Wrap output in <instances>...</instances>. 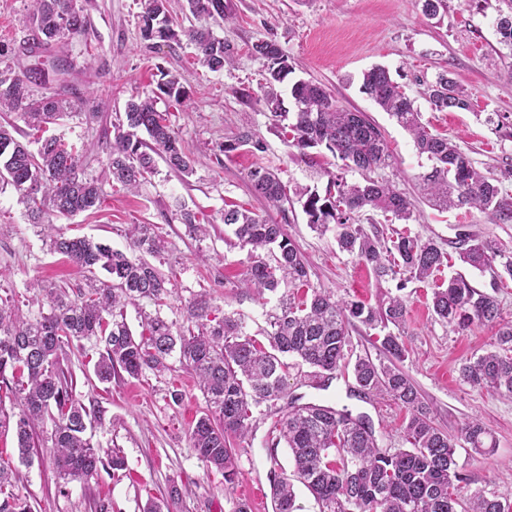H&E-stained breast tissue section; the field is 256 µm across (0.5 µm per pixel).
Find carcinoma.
<instances>
[{"mask_svg":"<svg viewBox=\"0 0 512 512\" xmlns=\"http://www.w3.org/2000/svg\"><path fill=\"white\" fill-rule=\"evenodd\" d=\"M196 19L229 21L224 0H185ZM505 9L495 20L499 44L512 57V0H501ZM29 21L37 37L27 50L52 53L66 38L87 24L78 0H29ZM145 41L181 43L195 48L196 63L212 72L233 60V51L210 27L175 28L167 0H148L139 16ZM263 60L267 77L264 101L275 122L292 119L291 146L301 155L323 148L341 161L339 172L329 174L325 195L302 188L298 200L312 228L333 230L338 248L371 266L377 278L408 275L426 282L448 264V253L432 238L400 235L387 242L369 235L353 223L363 210L390 213L409 222L415 215L411 197L382 175L394 165L379 127L361 112L337 105L320 85L298 80L290 89L295 112L282 111L280 84L292 73L288 56L273 40L253 46ZM66 72V61L52 58L49 67H35L23 76L0 70V112L17 115L25 125L41 132L48 124L75 116L70 102L55 97L33 98L29 85H41ZM157 90L130 97L124 119L115 125L107 171L111 181L132 191L157 170L161 158L175 175L187 179L194 173L183 139L171 124L169 113L158 110L166 96L181 102L186 79L179 73L159 70ZM362 93L368 95L413 138L419 155L429 162L418 176L421 194L441 210L475 208L495 224H512V195L498 178L479 171L472 159L446 136L433 133L421 121L420 112L384 66L363 73ZM425 96L437 111L469 109L467 95L448 75H438L426 86ZM21 130L13 122L0 123V187L12 188L24 204L28 220L43 224L50 216L69 217L99 207V180L86 172L83 155L61 135L38 137L37 150L17 138ZM246 150L265 152L262 137L250 130L222 143L224 154ZM346 171H358L361 182H349ZM253 194L280 207L288 201L286 186L267 168L250 174ZM222 221L231 227L242 247L248 248L243 285L257 295L282 293L268 314L264 346L245 331L241 317L227 313L217 319L207 295L200 294L184 308L183 324L161 316V307L172 296L164 275L145 256L166 248V240L154 224H133L128 230V250L113 249L86 237L58 234L50 238V251L74 266L82 281L73 288H57L31 282L37 288L27 298L36 312L19 314L17 293L6 288L0 295V390H6L18 407L15 421L18 457L30 462L33 430L45 419L53 423L50 457L59 478L83 481L102 469L121 470L124 459L85 436L88 427L103 424L102 411L73 396V377L62 366L64 348L94 341L100 347L95 376L108 382L123 371L136 378L149 370H172L176 358L193 372L206 403L207 413L191 428L192 448L205 465L224 475V489L236 476L237 449L230 440L250 443V405L283 398L289 369L310 368L309 376L321 387L352 368L355 397L380 394L407 412L404 432L407 448L394 452L379 446L369 417L352 415L319 403L289 402L288 413L271 430L275 444L285 443L293 461L292 474H273L274 512H296L294 482L303 484L320 506V512H512V501L492 490L479 489L468 497L457 493L464 481L455 459L457 440L434 424L431 408L422 400L409 375L397 365L405 356L402 329L407 304L401 296L372 307L362 301L336 298L330 289L314 288L307 262L286 232L285 225L271 223L259 214L233 204ZM460 260L479 271L494 272L491 287H504L512 279V257L489 242L461 239ZM502 272L495 271L496 262ZM139 309L148 335L135 338L123 317L126 305ZM154 307L149 312L146 307ZM432 312L457 330L482 325L494 336V349L465 360L461 379L500 398L512 399V320L502 317L496 296L480 291L461 275L443 281L431 297ZM361 323L370 328L393 325L397 332L384 336L382 345L392 357L389 364L369 358L351 360L349 327ZM294 362H288V359ZM460 439L482 454L496 447L484 424L473 419L460 430ZM20 472L0 461V512H31L27 499L14 492ZM180 492L174 488L162 503L146 512H177Z\"/></svg>","mask_w":512,"mask_h":512,"instance_id":"1","label":"carcinoma"}]
</instances>
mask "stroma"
I'll list each match as a JSON object with an SVG mask.
<instances>
[{
    "label": "stroma",
    "instance_id": "obj_1",
    "mask_svg": "<svg viewBox=\"0 0 512 512\" xmlns=\"http://www.w3.org/2000/svg\"><path fill=\"white\" fill-rule=\"evenodd\" d=\"M424 0H224L229 23L212 24L216 36L234 49L230 66L212 73L194 62L192 46L142 40L138 17L147 0H85L86 29L59 45L57 56L66 59L65 82L33 87L34 95H51L75 103L79 113L95 112L97 122L87 125L77 116L67 119L71 139L81 141L84 164L98 178L103 197L94 212L55 219L57 232L86 236L111 247L126 246L132 224L157 225L167 249L152 263L171 280L174 294L162 307L170 321H182V304L196 294H209L216 316L243 315L246 331L262 338L267 313L276 295L259 298L240 286L247 251L236 245L221 214L237 204L284 224L309 266L313 287L329 288L337 297H355L377 305L390 296L408 302L404 328L406 356L401 364L431 407L435 425L457 435L468 419H479L491 432L493 454H473L458 443L456 456L464 482L460 495L488 488L512 498V400L493 396L464 382L460 364L489 350L492 333L483 327L457 332L431 311L433 286L395 279H376L356 257L341 252L333 232L315 231L298 201L277 208L250 191L249 174L257 167L278 172L287 189L325 190L327 175L337 161L327 151L301 156L289 146L282 128L272 124L262 100L265 67L252 53L261 40L276 41L293 68L289 81L307 80L323 86L336 103L366 113L382 130L396 159L386 177L416 196L417 218L403 223L378 212L356 214V223L384 238L404 232L435 239L449 255L443 277L464 275L486 291L491 271H478L459 260L460 235L495 243L512 256V224L491 223L476 209L439 212L418 198L416 178L427 161L417 153L411 136L360 90L364 71L376 65L389 69L413 98L421 120L432 132L456 142L476 167L494 174L512 193V62L500 60L495 18L498 0H445L436 17L423 12ZM28 0H0V69L15 73L39 66L45 55L30 54L24 41L33 33L27 22ZM182 72L187 82L185 104L159 102L168 110L174 127L190 151L196 173L180 180L165 163L132 193L111 184L106 159L113 128L130 96L154 89L160 70ZM448 73L466 93V111L439 112L423 95L427 84ZM249 129L261 135L265 153L242 150L220 153L218 146ZM191 210L209 233L191 238L181 222V209ZM59 285H75L79 274L61 256L52 253L39 228L28 223L25 208L12 189L0 191V286L25 291L33 278ZM99 349L93 343L67 349L63 365L73 376V393L83 403L98 404L103 425L92 430L93 440L125 459L119 471L100 470L81 482L61 480L45 451L51 423L36 429L30 464L21 466L23 480L17 491L26 496L33 512H144L148 502L166 496L170 486L183 489L179 512H234L246 501L251 512H273L270 471L280 465L292 471L285 445L271 446L268 434L288 411V400L347 408L366 414L382 447H404L405 412L394 401L374 396H351L347 378L332 381L325 390L314 388L304 368L290 371L286 398L252 409L251 445L239 450L237 476L225 490L224 476L208 469L188 440V433L206 410L195 379L182 367L163 374L144 372L133 378L119 374L99 382L94 365Z\"/></svg>",
    "mask_w": 512,
    "mask_h": 512
}]
</instances>
